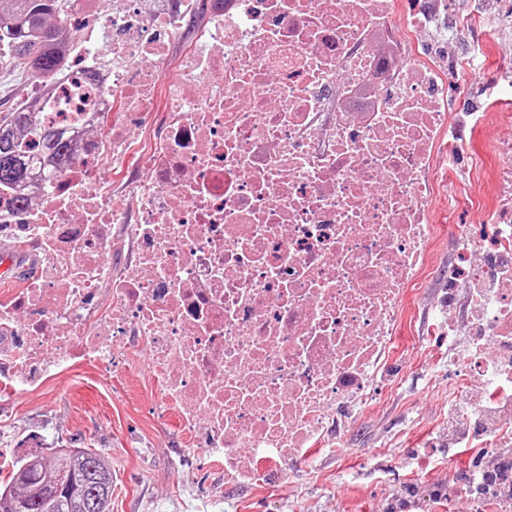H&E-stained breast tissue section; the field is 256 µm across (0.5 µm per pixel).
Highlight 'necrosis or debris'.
I'll list each match as a JSON object with an SVG mask.
<instances>
[{"mask_svg":"<svg viewBox=\"0 0 512 512\" xmlns=\"http://www.w3.org/2000/svg\"><path fill=\"white\" fill-rule=\"evenodd\" d=\"M414 0H209L214 25L172 57L179 14L142 0H72L97 17V54L24 93L73 152L61 174L28 151L29 186L0 191V237L42 258L0 295V392L76 361L113 365L145 343L159 416L178 411L228 484L275 483L312 446L336 445L348 405L387 367L406 286L433 238L448 136L447 85L421 50L458 28ZM493 239L467 251L459 291L481 301L464 357L483 393L477 425L512 429V101L497 100ZM122 169V180L112 178ZM128 239L115 274V225Z\"/></svg>","mask_w":512,"mask_h":512,"instance_id":"obj_1","label":"necrosis or debris"}]
</instances>
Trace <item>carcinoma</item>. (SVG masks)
Instances as JSON below:
<instances>
[{"instance_id":"1","label":"carcinoma","mask_w":512,"mask_h":512,"mask_svg":"<svg viewBox=\"0 0 512 512\" xmlns=\"http://www.w3.org/2000/svg\"><path fill=\"white\" fill-rule=\"evenodd\" d=\"M69 0H0V40L11 43L10 64L45 77L57 70L65 35L81 27L68 12ZM33 136L34 145L53 153L65 148L62 133L33 127L29 112L10 107L0 112V189L27 176V160L17 140ZM112 473L90 447L59 450L55 463L36 459L0 478V512H111Z\"/></svg>"}]
</instances>
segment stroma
I'll list each match as a JSON object with an SVG mask.
<instances>
[{"mask_svg":"<svg viewBox=\"0 0 512 512\" xmlns=\"http://www.w3.org/2000/svg\"><path fill=\"white\" fill-rule=\"evenodd\" d=\"M440 8L467 30L445 49L426 33L423 48L448 64V115L482 160L472 190L481 206L436 213L429 261L399 304L387 375L335 448L294 465L293 479L225 487L223 471L194 452L176 417L158 419L156 384L139 350L121 368L80 362L37 390L0 399L7 427L20 435L47 427L93 444L112 471V512H495L473 506L468 477L512 454V431L488 446L455 443L453 416L476 384L457 362L467 336L448 334L456 312L448 297L464 265L461 238L477 237L482 209L497 202L501 164L492 148L496 129H477L476 115L504 81L492 64L468 71L466 57L478 42L500 54L512 33V0H442Z\"/></svg>","mask_w":512,"mask_h":512,"instance_id":"stroma-1","label":"stroma"}]
</instances>
